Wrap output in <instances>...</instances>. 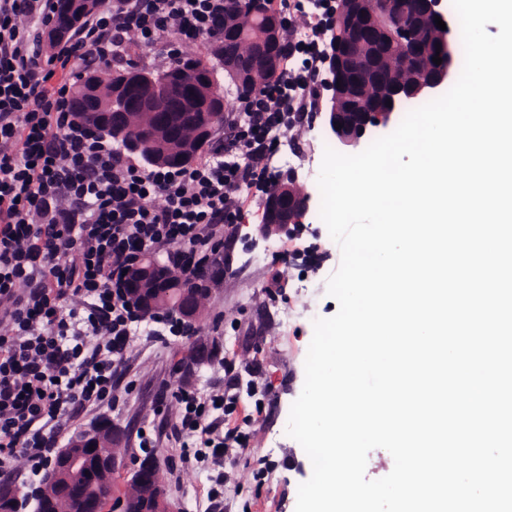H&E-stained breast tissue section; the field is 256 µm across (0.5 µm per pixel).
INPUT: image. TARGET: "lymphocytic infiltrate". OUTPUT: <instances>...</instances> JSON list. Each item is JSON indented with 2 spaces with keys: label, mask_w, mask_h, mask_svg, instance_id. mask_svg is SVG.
I'll return each mask as SVG.
<instances>
[{
  "label": "lymphocytic infiltrate",
  "mask_w": 512,
  "mask_h": 512,
  "mask_svg": "<svg viewBox=\"0 0 512 512\" xmlns=\"http://www.w3.org/2000/svg\"><path fill=\"white\" fill-rule=\"evenodd\" d=\"M56 0H0V479L24 459L38 477L73 415L112 395L138 314L122 292L147 252L181 273L211 270L240 198L270 193L278 134L295 99L313 89L320 39L287 38L277 83L238 98L227 130L191 168L139 169L73 118L72 81L132 49L216 45L224 0H107L74 39L45 54L40 29ZM175 426L183 460H236L248 436L221 433L235 396L181 389Z\"/></svg>",
  "instance_id": "f902f5d3"
}]
</instances>
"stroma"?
Segmentation results:
<instances>
[{
  "instance_id": "obj_1",
  "label": "stroma",
  "mask_w": 512,
  "mask_h": 512,
  "mask_svg": "<svg viewBox=\"0 0 512 512\" xmlns=\"http://www.w3.org/2000/svg\"><path fill=\"white\" fill-rule=\"evenodd\" d=\"M311 195L301 232L276 236L269 250L256 229L265 201L250 196L242 203L243 220L224 237L231 261L224 279L204 300L190 336L152 340L153 320L137 327L127 359L114 383L115 403L81 412L70 435L105 417L119 432L124 467L113 476L114 491L130 493L127 472L144 458L157 461L161 487L173 512H210L212 476L224 475V512H294V493L311 476L300 444L281 430L304 383V362L313 321L334 316L339 305L327 293V280L338 268L340 249L320 218L316 181L298 177ZM235 363L224 373L220 360ZM267 388L256 403L251 387ZM180 388L209 394L237 391L233 414L224 430L249 436L248 451L222 465L185 463L172 435L179 408L172 397ZM156 435L157 447H140L138 433Z\"/></svg>"
}]
</instances>
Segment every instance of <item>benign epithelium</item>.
I'll list each match as a JSON object with an SVG mask.
<instances>
[{
    "label": "benign epithelium",
    "instance_id": "obj_1",
    "mask_svg": "<svg viewBox=\"0 0 512 512\" xmlns=\"http://www.w3.org/2000/svg\"><path fill=\"white\" fill-rule=\"evenodd\" d=\"M442 0H336L332 13V35L325 53L326 76L323 86L327 92L329 107L325 116L328 133L344 146H357L365 137L374 135L387 127L395 112L411 96L436 97L441 89L455 77L454 48L459 20L450 18L441 8ZM262 5L257 27L253 31L232 30L229 41L241 39L257 44L267 70L279 71L281 58L265 51L264 43H274L285 22L275 11L270 0H259ZM99 6V0H68L64 20L53 24L47 31L48 43L56 45L70 39L81 24L84 14L91 6ZM424 17L438 16L446 29L434 28L427 41L415 39L412 46L427 50L440 47L442 63L417 83L402 80L399 72L393 71L387 78L385 101L391 102L374 112L359 109L349 94L344 80L347 72L359 67L360 48L366 46L376 50L380 57L395 56L394 48L405 43L413 30L402 26L399 18L408 12ZM83 92L94 103V109L78 113L88 126L105 124L109 135L122 139L128 132V123L136 113H147L152 119L153 134L147 140L129 139V150L145 158V162L165 167L174 162L189 166L201 144L213 128L223 124L224 113L217 103L215 84L203 69H183L177 74L176 84L162 91L158 78L152 74L132 69L108 91L98 86L94 76L84 78ZM189 122L195 127V140L182 138L179 124ZM342 127L335 128V123ZM311 197L293 180L278 184V190L266 202L265 221L259 228L264 238L288 230L295 231L309 209ZM130 296L137 304H149L150 308L163 307L179 314L185 323H192L200 315L198 294L210 291L206 283H195L192 288H183L165 276L163 266L152 256L146 255L129 272ZM112 441L117 447L119 435L108 419L94 422L71 443L61 449L58 461L49 470L47 485L49 498L63 499L73 506V512H104L107 503L118 508V512H171L162 490L155 489L153 479L147 477L158 470L155 461L149 460L130 473V483L139 486L140 497L91 495L85 488L86 481L94 480V474L106 475L123 465V457L114 451L112 463L105 456L97 458L96 472L89 471V448L102 447L103 439Z\"/></svg>",
    "mask_w": 512,
    "mask_h": 512
}]
</instances>
